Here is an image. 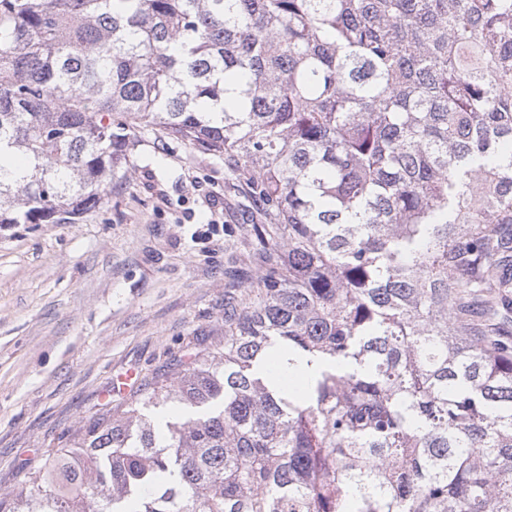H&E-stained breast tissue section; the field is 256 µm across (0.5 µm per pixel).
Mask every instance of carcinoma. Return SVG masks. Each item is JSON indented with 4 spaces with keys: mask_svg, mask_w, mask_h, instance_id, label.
<instances>
[{
    "mask_svg": "<svg viewBox=\"0 0 512 512\" xmlns=\"http://www.w3.org/2000/svg\"><path fill=\"white\" fill-rule=\"evenodd\" d=\"M145 129L234 162L264 269L0 512H512V0H0L1 229Z\"/></svg>",
    "mask_w": 512,
    "mask_h": 512,
    "instance_id": "1",
    "label": "carcinoma"
}]
</instances>
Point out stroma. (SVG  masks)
Listing matches in <instances>:
<instances>
[{
  "mask_svg": "<svg viewBox=\"0 0 512 512\" xmlns=\"http://www.w3.org/2000/svg\"><path fill=\"white\" fill-rule=\"evenodd\" d=\"M263 219L230 164L148 129L79 223L0 229V494L90 419L122 415L119 374L149 392L223 338L225 294L263 270L249 234Z\"/></svg>",
  "mask_w": 512,
  "mask_h": 512,
  "instance_id": "obj_1",
  "label": "stroma"
}]
</instances>
